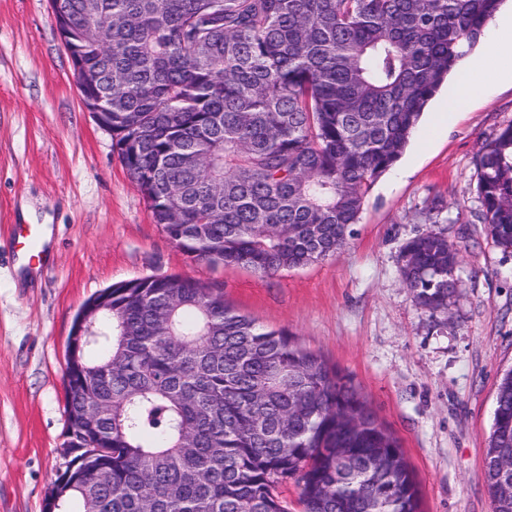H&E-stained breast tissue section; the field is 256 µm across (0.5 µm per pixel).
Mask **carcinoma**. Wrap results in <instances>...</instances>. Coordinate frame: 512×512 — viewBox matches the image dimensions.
<instances>
[{"instance_id": "carcinoma-1", "label": "carcinoma", "mask_w": 512, "mask_h": 512, "mask_svg": "<svg viewBox=\"0 0 512 512\" xmlns=\"http://www.w3.org/2000/svg\"><path fill=\"white\" fill-rule=\"evenodd\" d=\"M505 0H52L59 34L112 100V148L169 238L269 276L333 256L367 192ZM478 219L512 249V123L476 157ZM459 249L429 230L400 250L415 302L448 310ZM88 382L65 412L99 415L112 447L73 512H420L398 439L348 375L284 329L178 276L112 285ZM112 360V375L92 376ZM512 453L500 379L483 478Z\"/></svg>"}]
</instances>
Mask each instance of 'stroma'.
Instances as JSON below:
<instances>
[{"mask_svg":"<svg viewBox=\"0 0 512 512\" xmlns=\"http://www.w3.org/2000/svg\"><path fill=\"white\" fill-rule=\"evenodd\" d=\"M440 126V89L401 157L365 197L333 257L259 276L197 261L154 223L111 134L83 106L51 0H0V512H44L68 458L63 375L74 317L115 283L178 275L221 285L228 302L283 328L350 376L398 438L422 512H492L483 479L497 385L512 369V249L479 209L474 158L512 122V80ZM52 228L31 275L7 245L13 225ZM430 229L460 247L447 311L417 305L402 245Z\"/></svg>","mask_w":512,"mask_h":512,"instance_id":"obj_1","label":"stroma"}]
</instances>
